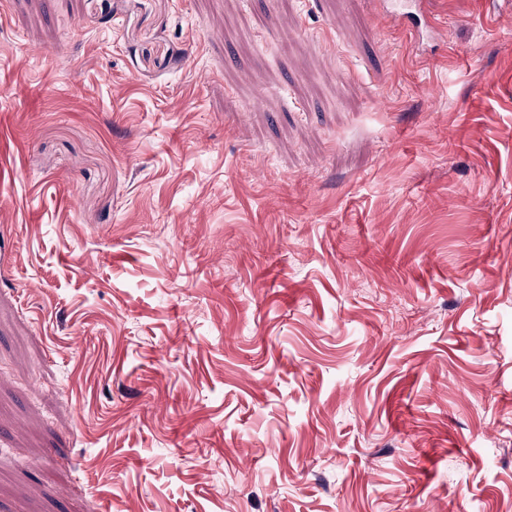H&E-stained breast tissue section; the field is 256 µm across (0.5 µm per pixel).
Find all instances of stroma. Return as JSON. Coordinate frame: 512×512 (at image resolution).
Returning a JSON list of instances; mask_svg holds the SVG:
<instances>
[{
    "label": "stroma",
    "mask_w": 512,
    "mask_h": 512,
    "mask_svg": "<svg viewBox=\"0 0 512 512\" xmlns=\"http://www.w3.org/2000/svg\"><path fill=\"white\" fill-rule=\"evenodd\" d=\"M0 0V512H512V0ZM425 2L422 0H393V1H387L388 5L390 6L391 13L400 19L407 20L412 28L416 32L420 31V26L422 24V20L426 27H429L434 24L433 20L430 18L426 11ZM418 6V19H408L407 17L410 13H412V10Z\"/></svg>",
    "instance_id": "1"
}]
</instances>
